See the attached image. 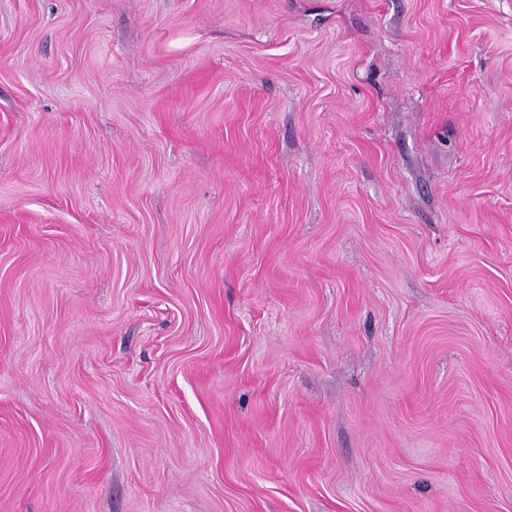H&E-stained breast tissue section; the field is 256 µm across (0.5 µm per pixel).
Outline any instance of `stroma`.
<instances>
[{"mask_svg": "<svg viewBox=\"0 0 512 512\" xmlns=\"http://www.w3.org/2000/svg\"><path fill=\"white\" fill-rule=\"evenodd\" d=\"M0 512H512V0H0Z\"/></svg>", "mask_w": 512, "mask_h": 512, "instance_id": "35a3bbf8", "label": "stroma"}]
</instances>
